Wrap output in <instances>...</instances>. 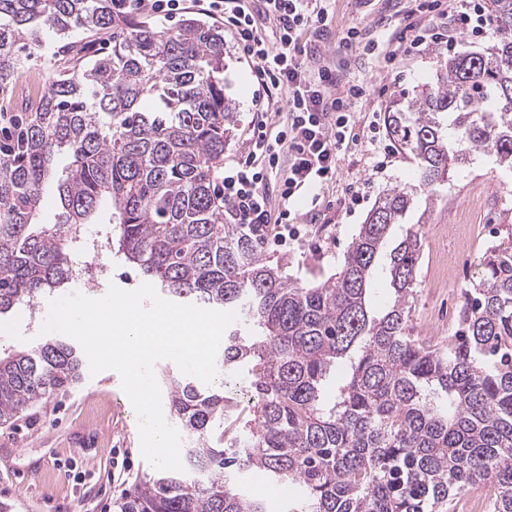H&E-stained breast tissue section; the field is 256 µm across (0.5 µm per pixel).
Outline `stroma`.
Instances as JSON below:
<instances>
[{
  "label": "stroma",
  "mask_w": 512,
  "mask_h": 512,
  "mask_svg": "<svg viewBox=\"0 0 512 512\" xmlns=\"http://www.w3.org/2000/svg\"><path fill=\"white\" fill-rule=\"evenodd\" d=\"M328 34L310 31L304 63L317 69L339 56L338 34L350 27L367 28L381 39L403 30L405 0H327ZM440 45L427 43L417 57H404L395 71L381 69L374 58H348V80L367 92L355 105L356 131L369 141L368 124L379 113L380 139L389 140V115L405 108V93L432 85L448 59ZM253 65L224 39V94L237 112L236 125L224 148L225 162L247 152L245 131L256 118L258 85ZM374 154L360 148L338 158L335 181L318 191L317 203L298 205L301 237L284 245L264 246L260 256L281 265L287 276L321 284L339 271L359 227L380 195L418 182L417 165L395 151L387 168L376 172ZM361 188L363 202L345 212L340 200L348 186ZM407 223L422 239L417 267L415 308L410 334L440 342L457 328L463 292L479 280L487 251L512 243V168L479 153L458 168L448 184L429 193L419 190ZM143 281L121 255L112 257V273L95 283L69 282L66 293L103 296L109 285L125 290ZM43 309L19 310L0 317V352L29 350L43 338L39 333ZM155 468L140 453L137 417L111 370L83 373L79 382L55 392L0 425V503L10 512H117L116 504Z\"/></svg>",
  "instance_id": "35a3bbf8"
}]
</instances>
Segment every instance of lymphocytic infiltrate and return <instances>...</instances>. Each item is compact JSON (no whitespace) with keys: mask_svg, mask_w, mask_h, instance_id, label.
I'll list each match as a JSON object with an SVG mask.
<instances>
[{"mask_svg":"<svg viewBox=\"0 0 512 512\" xmlns=\"http://www.w3.org/2000/svg\"><path fill=\"white\" fill-rule=\"evenodd\" d=\"M129 8L170 21L196 6L206 16L223 21L243 56L254 65V76L265 92L284 93L287 121L283 130L270 133L266 120L251 121L247 133L249 151L224 171V216L243 225L261 243L285 241L293 221L295 202L318 186L335 180L337 156L351 150L354 132L353 106L365 96L363 85L347 82L346 65L336 63L311 71L304 66L303 38L311 24L327 28L326 10H313L312 0H261L253 11L249 0H126ZM273 21L276 44L259 31L258 17ZM408 24L399 36L379 41L357 28L339 39L342 49H358L392 64L398 55L419 50L431 40L454 49L457 39L481 40L492 35L491 22L482 0H410ZM447 26H440V19ZM289 148L288 171L275 185L281 202L271 213L267 180L277 171L282 148Z\"/></svg>","mask_w":512,"mask_h":512,"instance_id":"lymphocytic-infiltrate-1","label":"lymphocytic infiltrate"}]
</instances>
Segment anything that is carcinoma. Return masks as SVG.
<instances>
[{"instance_id":"cac0c4a2","label":"carcinoma","mask_w":512,"mask_h":512,"mask_svg":"<svg viewBox=\"0 0 512 512\" xmlns=\"http://www.w3.org/2000/svg\"><path fill=\"white\" fill-rule=\"evenodd\" d=\"M496 42L448 58L393 139L419 185L448 182L475 153L512 167V0H492ZM84 37L70 40V33ZM57 38L45 89L16 144L0 149V314L71 277L76 236L108 201L117 253L169 296L231 309L223 364L247 370L246 402L168 379L169 406L191 437L185 472L139 482L118 512H266L238 478L258 470L303 493L285 512H443L454 491L491 484L492 512H512V246L489 250L447 342L409 336L421 238L404 223L416 187L379 197L334 280L303 285L260 259L224 223L213 176L236 115L224 98V34L198 19L159 28L113 0H0V97L43 35ZM67 153L66 175L55 157ZM57 180L61 221L40 222ZM393 290L369 306L376 272ZM61 339L0 356V422L76 383Z\"/></svg>"}]
</instances>
